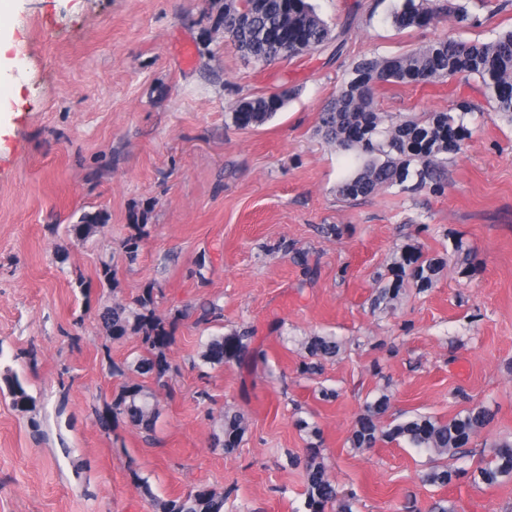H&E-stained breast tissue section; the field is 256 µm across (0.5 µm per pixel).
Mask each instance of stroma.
Wrapping results in <instances>:
<instances>
[{"instance_id":"obj_1","label":"stroma","mask_w":512,"mask_h":512,"mask_svg":"<svg viewBox=\"0 0 512 512\" xmlns=\"http://www.w3.org/2000/svg\"><path fill=\"white\" fill-rule=\"evenodd\" d=\"M310 2L337 46L259 65L214 31L224 0H16L0 87L10 103L0 114V512H151L137 474L162 499L206 484L223 491L224 512H300L304 477L288 458L310 446L301 418L319 428L320 459L354 512H512V480H470L512 440V122L476 84L379 87L377 110L393 120L448 111L461 95L482 111L448 157L442 192L392 187L355 201L336 185L360 157L317 131L360 59L494 39L512 29V6L472 0V27L442 14L399 31L385 19L395 0ZM288 89L273 121L231 124L239 98ZM96 211L107 222L90 240L68 236ZM137 224L148 234L131 264L122 244ZM457 239L475 254L469 273L447 267L435 287L374 306L403 249L442 256ZM104 261L116 292L99 286ZM149 284L159 313L213 303L221 315L178 322L153 439L123 424L108 435L94 416L119 387L106 362L132 360L139 344L109 343L97 312ZM243 330L259 359L198 369L205 337ZM314 335L341 350L309 375L303 343ZM8 376L30 411L13 406ZM383 391L394 416L446 420L480 404L493 419L444 457L395 442L351 447L365 401ZM228 409L248 421L230 452L212 441V417ZM436 465L457 479L423 482Z\"/></svg>"}]
</instances>
